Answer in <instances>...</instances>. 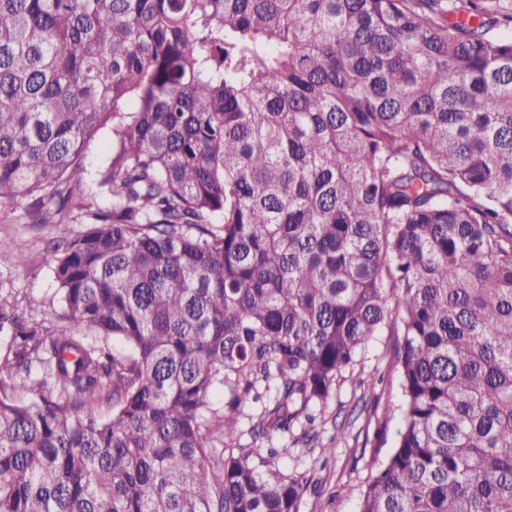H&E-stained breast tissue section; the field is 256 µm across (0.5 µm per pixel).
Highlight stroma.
I'll return each instance as SVG.
<instances>
[{
  "label": "stroma",
  "mask_w": 512,
  "mask_h": 512,
  "mask_svg": "<svg viewBox=\"0 0 512 512\" xmlns=\"http://www.w3.org/2000/svg\"><path fill=\"white\" fill-rule=\"evenodd\" d=\"M82 230L79 224H25L10 208H0V240L8 243L7 249H0V273L12 276L22 306L33 314H43L58 300L50 271V242ZM19 250L28 256L23 268L15 265ZM397 345V336L381 330L362 350L352 371L336 384L324 410L321 440L334 445L325 470L312 469L319 454L315 448H292L281 457L282 471L314 473L301 512H357L360 492L373 470L382 424L398 414Z\"/></svg>",
  "instance_id": "stroma-1"
}]
</instances>
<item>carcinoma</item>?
Here are the masks:
<instances>
[{
    "mask_svg": "<svg viewBox=\"0 0 512 512\" xmlns=\"http://www.w3.org/2000/svg\"><path fill=\"white\" fill-rule=\"evenodd\" d=\"M501 24L458 0H0V206L88 225L53 244L61 313L0 274V512H300L312 477L272 436L316 441L385 326L401 416L358 512H512ZM110 134L107 130L102 131L86 151L85 164L89 171H94L105 164L109 156Z\"/></svg>",
    "mask_w": 512,
    "mask_h": 512,
    "instance_id": "obj_1",
    "label": "carcinoma"
}]
</instances>
